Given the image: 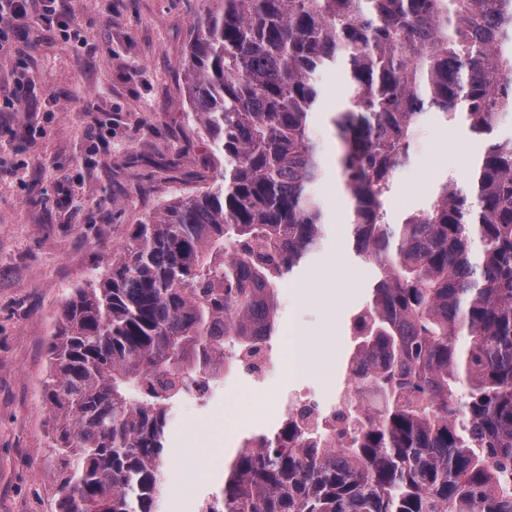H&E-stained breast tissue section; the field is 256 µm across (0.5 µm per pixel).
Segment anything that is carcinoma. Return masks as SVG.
I'll use <instances>...</instances> for the list:
<instances>
[{"label":"carcinoma","instance_id":"cac0c4a2","mask_svg":"<svg viewBox=\"0 0 512 512\" xmlns=\"http://www.w3.org/2000/svg\"><path fill=\"white\" fill-rule=\"evenodd\" d=\"M184 93L222 183L135 225L66 302L44 405L59 512H159L170 386L274 335L279 284L318 248V75L341 67L337 171L380 269L352 353L372 404L347 448L244 441L207 512H512V141L401 223L383 200L427 111L487 136L512 112V0H213Z\"/></svg>","mask_w":512,"mask_h":512}]
</instances>
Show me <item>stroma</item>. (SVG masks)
Wrapping results in <instances>:
<instances>
[{
  "mask_svg": "<svg viewBox=\"0 0 512 512\" xmlns=\"http://www.w3.org/2000/svg\"><path fill=\"white\" fill-rule=\"evenodd\" d=\"M66 2L74 36L14 30L0 54V512H58L54 418L42 394L65 303L111 267L135 224L208 189L220 172L182 92L204 0ZM318 84L312 129L323 164L317 193L325 238L279 285L271 339L278 359L266 380L224 382L211 403L174 408L168 446L181 478L164 497L181 512L218 490L243 439L277 430L278 398L289 386L302 383L325 402L347 383L350 320L369 302L380 271L354 252L334 167L330 117L345 101L344 74L325 71ZM508 140L512 114L500 116L488 137L427 114L384 200L389 221L427 207L442 178L469 181L489 142ZM298 343L310 352L299 381L288 372V351ZM192 438L208 452V477L183 461Z\"/></svg>",
  "mask_w": 512,
  "mask_h": 512,
  "instance_id": "stroma-1",
  "label": "stroma"
}]
</instances>
